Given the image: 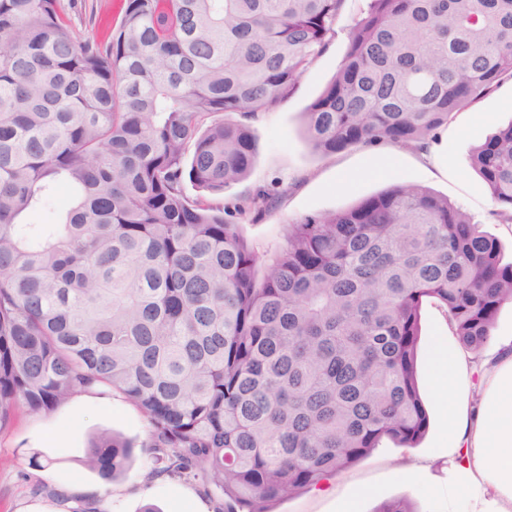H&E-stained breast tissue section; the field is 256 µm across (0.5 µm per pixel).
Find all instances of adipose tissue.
<instances>
[{"label":"adipose tissue","instance_id":"obj_1","mask_svg":"<svg viewBox=\"0 0 512 512\" xmlns=\"http://www.w3.org/2000/svg\"><path fill=\"white\" fill-rule=\"evenodd\" d=\"M483 364V382L463 405L457 389L468 356L440 345L431 353L430 386L448 436V497L461 499L457 512H512V338Z\"/></svg>","mask_w":512,"mask_h":512}]
</instances>
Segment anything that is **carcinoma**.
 <instances>
[{
    "mask_svg": "<svg viewBox=\"0 0 512 512\" xmlns=\"http://www.w3.org/2000/svg\"><path fill=\"white\" fill-rule=\"evenodd\" d=\"M345 0H124L111 37L75 0H0V432L105 387L148 425L91 438L111 482L134 448L224 501L273 505L383 438L412 447L421 309L480 355L512 263L448 198L399 184L305 215L259 247L241 224L286 190L220 194L258 159L253 119L336 37ZM512 79V0H367L336 74L303 112L322 157L419 151ZM190 165H185L188 149ZM512 224V124L471 156ZM63 192L53 224L29 218ZM374 512H418L407 498Z\"/></svg>",
    "mask_w": 512,
    "mask_h": 512,
    "instance_id": "carcinoma-1",
    "label": "carcinoma"
}]
</instances>
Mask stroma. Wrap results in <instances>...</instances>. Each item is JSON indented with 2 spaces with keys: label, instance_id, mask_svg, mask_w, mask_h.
<instances>
[{
  "label": "stroma",
  "instance_id": "1",
  "mask_svg": "<svg viewBox=\"0 0 512 512\" xmlns=\"http://www.w3.org/2000/svg\"><path fill=\"white\" fill-rule=\"evenodd\" d=\"M366 6L365 0H346L336 21V38L280 106L260 113L250 127L258 142L256 166L241 183L225 190V199L256 190H286L279 209L256 224L243 228L253 242L267 245L280 240L283 227L299 217L345 209L358 200L396 183H413L448 197L503 246L504 262H512V224L490 218L494 205L478 174L472 169V150L496 127L512 123V80L478 103L458 111L442 127V147L447 165L436 169L415 152L389 144L360 147L324 158L311 152L304 133L302 114L336 73L348 46V34ZM350 185H340L341 176ZM458 345L459 339L444 314L432 303L421 310L418 350L420 393L429 417L428 428L413 448L390 439L369 456L322 485L282 501L275 512H341L342 504L357 498L358 512H374L382 502L407 497L419 512H448V460L442 451L448 445L440 406L428 390V356L435 343ZM142 416L121 397L111 405L88 408L78 417L57 410L44 416L20 412L12 427L0 433V512H29L37 506L50 512L54 491L67 483L100 485L94 472L80 459L90 438L113 433L137 441L147 436ZM424 465L425 479H405L404 467ZM48 486V493L31 492L32 479ZM373 488L370 497L361 488ZM108 499L101 512H142L151 505L158 512H216L218 502L200 482L171 477L156 469L150 455L137 453L130 469L109 484Z\"/></svg>",
  "mask_w": 512,
  "mask_h": 512
}]
</instances>
